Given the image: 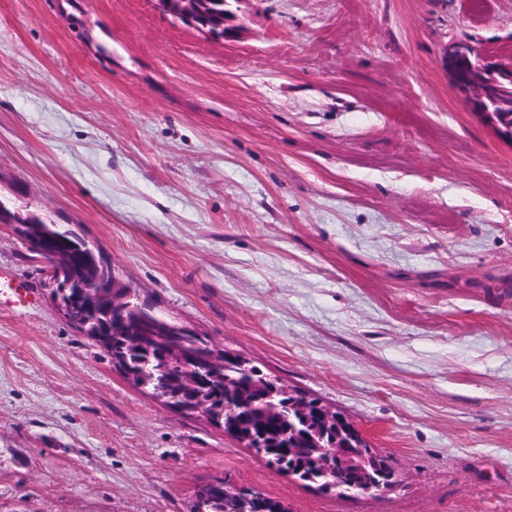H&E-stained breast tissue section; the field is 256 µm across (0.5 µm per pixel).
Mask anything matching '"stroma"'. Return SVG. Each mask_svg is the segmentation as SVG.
<instances>
[{"mask_svg": "<svg viewBox=\"0 0 512 512\" xmlns=\"http://www.w3.org/2000/svg\"><path fill=\"white\" fill-rule=\"evenodd\" d=\"M0 0V199L165 318L344 413L397 483L324 492L132 384L0 224V512H512V141L444 64L512 0ZM217 0H155L157 7L163 13L171 15L181 22L217 38H227L229 30L226 27L228 17L232 14L230 7L231 0H222V9L216 10L213 2ZM216 12L213 13L212 11ZM215 16L217 22H204V18ZM228 502L226 504L224 496L215 495L203 501H196V511L194 512H263L264 506L252 500L235 501L234 494L228 490Z\"/></svg>", "mask_w": 512, "mask_h": 512, "instance_id": "35a3bbf8", "label": "stroma"}]
</instances>
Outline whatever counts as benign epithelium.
Masks as SVG:
<instances>
[{"label":"benign epithelium","instance_id":"obj_1","mask_svg":"<svg viewBox=\"0 0 512 512\" xmlns=\"http://www.w3.org/2000/svg\"><path fill=\"white\" fill-rule=\"evenodd\" d=\"M157 7L181 22L209 35L224 39L228 37V17L231 14L230 0H223L222 8L215 9L213 0H155ZM448 72L455 85L462 90L476 93V105L486 121L503 137L512 141V123L503 124L500 113L496 109L491 93L490 81L503 80L512 84V63L502 64L491 58L477 54L471 48L461 45L447 59ZM16 235L28 242L31 248L39 252L49 270L46 272L44 287L50 289L51 298L58 312L73 326L86 335L95 337L98 345L112 350V340L125 343L129 352L143 357L141 367L130 371L121 357L112 359L113 365L119 368L130 380L143 378L150 371L166 375L170 370V360L178 359L190 372L175 376L182 392L191 396L188 401L176 397L165 401V405L184 416H211V400L205 395L206 384L218 379L226 366H235L243 372H249L248 363L240 357L208 343L202 351H187L177 344L161 346L151 345L146 336L150 332L135 325L129 318L133 311L148 308L139 301L134 289L124 282L109 284L98 281L81 290H74L70 285L55 277V273L63 272L68 265L60 261L59 251L65 248H78V254L108 269L112 268L110 257L96 244L82 240L76 245L77 233L71 228H64L57 241L38 239L29 235L25 227L15 225ZM240 402L254 405L260 403L276 412L284 407L288 412L306 418L313 416L320 420L324 427H333L347 420V417L318 400L296 393L295 391L269 379L260 387H251L238 393ZM226 435L241 441L247 448L264 447L261 433L253 427H246L240 422L228 424ZM351 455L343 452L337 443L327 449V455L315 460L320 467V475L327 479V485L338 488L346 485L342 481L332 482L336 478V467L350 465Z\"/></svg>","mask_w":512,"mask_h":512}]
</instances>
